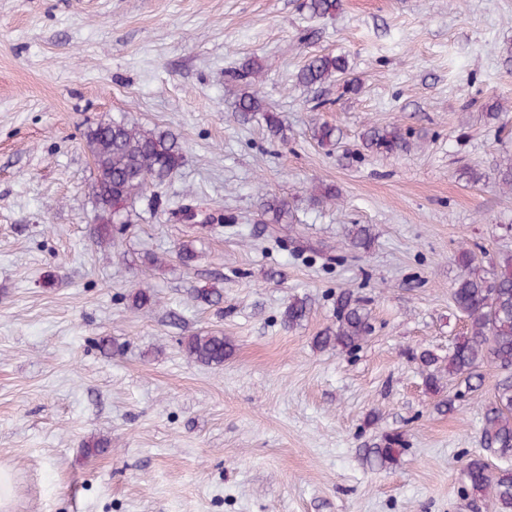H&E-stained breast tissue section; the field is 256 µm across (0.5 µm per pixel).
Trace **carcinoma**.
<instances>
[{"instance_id": "carcinoma-1", "label": "carcinoma", "mask_w": 512, "mask_h": 512, "mask_svg": "<svg viewBox=\"0 0 512 512\" xmlns=\"http://www.w3.org/2000/svg\"><path fill=\"white\" fill-rule=\"evenodd\" d=\"M342 0H303V7L313 18L332 17ZM261 66L255 60L247 62L237 78L247 80L235 101V114L248 123H265L269 135L283 134L281 115L252 88L250 79L257 78ZM343 82L346 93L360 90L359 79L351 74L348 61L342 55L319 52L309 55L296 73V83L304 87L331 81ZM312 137L321 146H333L340 138V129L327 122L312 127ZM362 147L376 155H400L412 148L411 133L398 126H371L362 134ZM90 148L96 171L94 196L98 207V224L92 228L94 240L100 244L112 242L115 225L131 223L129 201L141 196L151 185L161 183L177 173L183 164V147L175 134L166 130H145L126 118L99 124L90 134ZM472 182L492 180L512 190V156L505 157L486 174L477 168L463 171ZM261 220L279 224L288 214V201L264 193L258 196ZM348 245L367 249L372 241L370 226L353 224L347 232ZM461 270L452 288L456 310L467 319V328L456 338L446 356L431 350L416 355L424 368L423 384L433 394L443 393L445 382L455 381L467 392L482 384V368L493 366L506 376L497 384L485 406L481 429L482 447L486 454L499 458L512 457V253L492 264L489 270L475 262L471 251L461 248L454 255ZM154 303L153 294L139 288L131 295V309L139 311ZM311 312L306 297L294 296L281 313L287 328L302 325ZM372 331L369 309L350 294L336 301V324L314 337L320 349L336 348L342 352L357 350ZM234 345L217 332H200L182 341V349L193 361L204 366H221ZM406 451V439L401 432L382 436L369 449L368 459L380 468L397 464ZM464 491L489 496L494 512H512V467L490 470L482 456L468 459L462 469Z\"/></svg>"}]
</instances>
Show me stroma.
Masks as SVG:
<instances>
[{"label": "stroma", "instance_id": "1", "mask_svg": "<svg viewBox=\"0 0 512 512\" xmlns=\"http://www.w3.org/2000/svg\"><path fill=\"white\" fill-rule=\"evenodd\" d=\"M512 0H343L311 18L302 0H0V468L8 512H493L461 491L481 455L484 407L502 378L451 413L435 408L413 350L444 355L466 320L451 291L461 248L512 251V192L459 177L512 155ZM346 55L362 83L343 94L296 84L307 54ZM262 66L282 137L238 121L235 75ZM498 100L502 124L482 102ZM169 129L180 170L96 245L89 134L120 116ZM338 125L319 146L315 122ZM372 125L412 130L410 152L363 151ZM323 184L337 201L313 205ZM288 220L257 216L262 192ZM209 215L181 219V205ZM373 229L348 249L350 225ZM193 241L183 266L175 250ZM155 254L148 267L141 256ZM219 288L210 306L197 290ZM150 289L154 305L128 307ZM347 291L372 332L346 354L313 339ZM300 327L281 325L292 296ZM219 331L222 366L183 337ZM392 431L397 465L366 450ZM109 448L89 457L91 439ZM311 312L307 297L294 296L288 300L281 313V322L288 329L302 325Z\"/></svg>", "mask_w": 512, "mask_h": 512}]
</instances>
